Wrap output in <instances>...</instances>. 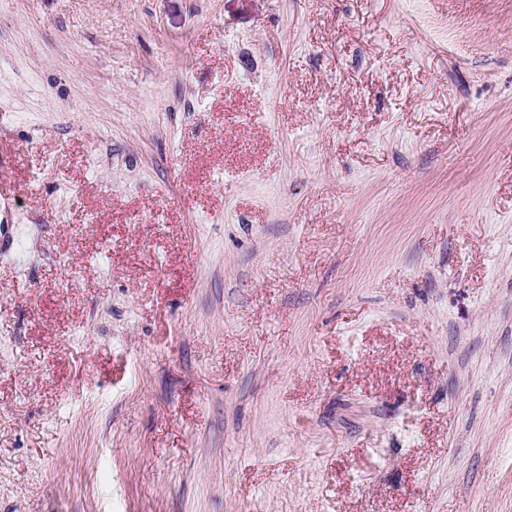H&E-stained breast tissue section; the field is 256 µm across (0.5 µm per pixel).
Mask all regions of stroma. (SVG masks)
I'll return each instance as SVG.
<instances>
[{
  "label": "stroma",
  "mask_w": 512,
  "mask_h": 512,
  "mask_svg": "<svg viewBox=\"0 0 512 512\" xmlns=\"http://www.w3.org/2000/svg\"><path fill=\"white\" fill-rule=\"evenodd\" d=\"M0 512H512V0H0Z\"/></svg>",
  "instance_id": "obj_1"
}]
</instances>
